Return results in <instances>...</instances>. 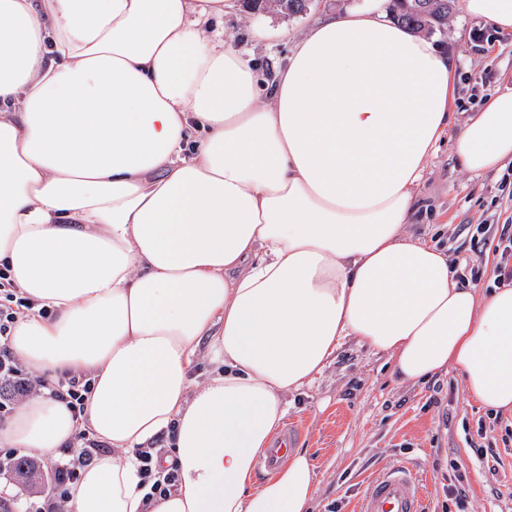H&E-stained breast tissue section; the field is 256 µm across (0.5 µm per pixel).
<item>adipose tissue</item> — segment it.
<instances>
[{
    "label": "adipose tissue",
    "mask_w": 512,
    "mask_h": 512,
    "mask_svg": "<svg viewBox=\"0 0 512 512\" xmlns=\"http://www.w3.org/2000/svg\"><path fill=\"white\" fill-rule=\"evenodd\" d=\"M225 5L0 0V270L33 304L10 348L90 379L83 413L31 397L0 447L111 446L69 512H307L305 451L255 464L347 338L512 413V285L408 231L442 143L475 175L512 161V89L456 122L453 54L375 8L314 22L267 89ZM161 436L176 481L151 499L134 451Z\"/></svg>",
    "instance_id": "ef3b65f1"
}]
</instances>
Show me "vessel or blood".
<instances>
[{
	"label": "vessel or blood",
	"mask_w": 512,
	"mask_h": 512,
	"mask_svg": "<svg viewBox=\"0 0 512 512\" xmlns=\"http://www.w3.org/2000/svg\"><path fill=\"white\" fill-rule=\"evenodd\" d=\"M295 432L285 429L259 461L261 471L273 472L293 446ZM355 512H423V496L416 475L402 465L392 467L368 482Z\"/></svg>",
	"instance_id": "b4317fda"
}]
</instances>
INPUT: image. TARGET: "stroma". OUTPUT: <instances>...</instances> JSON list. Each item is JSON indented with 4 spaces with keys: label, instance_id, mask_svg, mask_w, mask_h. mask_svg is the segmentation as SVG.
Here are the masks:
<instances>
[{
    "label": "stroma",
    "instance_id": "stroma-1",
    "mask_svg": "<svg viewBox=\"0 0 512 512\" xmlns=\"http://www.w3.org/2000/svg\"><path fill=\"white\" fill-rule=\"evenodd\" d=\"M370 0H314L305 15L243 11L232 0L224 15L227 45L252 55L272 75L316 19ZM287 30L280 42L260 41L253 29ZM437 42L459 59L452 105L458 118L488 96L512 87V34L455 9ZM419 218L427 237L447 251L460 275L492 287L500 261L503 224L512 223V162L474 175L461 168L449 145L430 160L420 187ZM487 224L486 237L474 236ZM285 424L298 429L296 447L316 467L318 491L310 512H352L368 479L397 465L422 479L426 512H512V416L484 411L455 370L427 383H399L391 359L345 339L317 381L289 396Z\"/></svg>",
    "mask_w": 512,
    "mask_h": 512
}]
</instances>
